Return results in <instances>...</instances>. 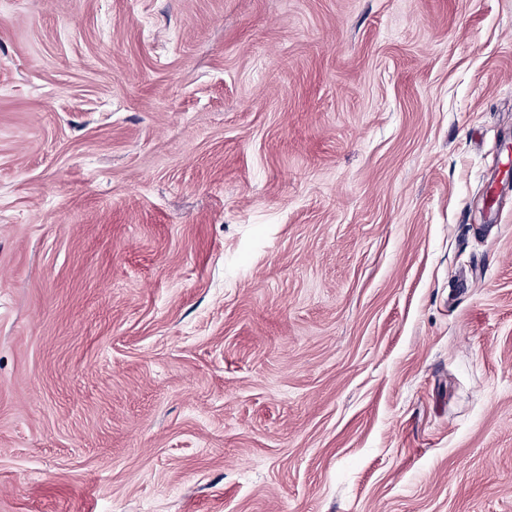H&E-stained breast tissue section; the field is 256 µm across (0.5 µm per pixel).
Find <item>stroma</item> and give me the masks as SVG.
<instances>
[{"label": "stroma", "instance_id": "obj_1", "mask_svg": "<svg viewBox=\"0 0 512 512\" xmlns=\"http://www.w3.org/2000/svg\"><path fill=\"white\" fill-rule=\"evenodd\" d=\"M0 512H512V0H0Z\"/></svg>", "mask_w": 512, "mask_h": 512}]
</instances>
